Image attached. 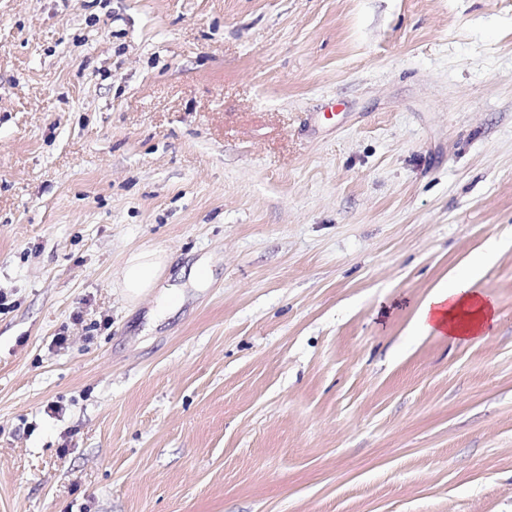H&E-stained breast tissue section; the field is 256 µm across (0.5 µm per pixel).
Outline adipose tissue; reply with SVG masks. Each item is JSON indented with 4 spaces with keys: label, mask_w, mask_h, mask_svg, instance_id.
<instances>
[{
    "label": "adipose tissue",
    "mask_w": 512,
    "mask_h": 512,
    "mask_svg": "<svg viewBox=\"0 0 512 512\" xmlns=\"http://www.w3.org/2000/svg\"><path fill=\"white\" fill-rule=\"evenodd\" d=\"M488 246L463 271L435 288L420 306L416 316L418 331L434 333L451 341L483 339L499 318L496 302L476 288L482 268L495 256ZM162 257L154 251L132 253L122 269V287L128 300L135 301L157 293V309L167 312L176 303L173 295L158 293Z\"/></svg>",
    "instance_id": "ef3b65f1"
}]
</instances>
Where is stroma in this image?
<instances>
[{"instance_id":"35a3bbf8","label":"stroma","mask_w":512,"mask_h":512,"mask_svg":"<svg viewBox=\"0 0 512 512\" xmlns=\"http://www.w3.org/2000/svg\"><path fill=\"white\" fill-rule=\"evenodd\" d=\"M0 293V512H512V0H0ZM495 252L496 246L489 245L462 273H455L448 283L433 290L417 312L418 331L448 337L453 342L488 337L489 328L499 318L497 304L474 284ZM163 257L155 251L132 253L122 269V287L130 301H136L159 288Z\"/></svg>"}]
</instances>
